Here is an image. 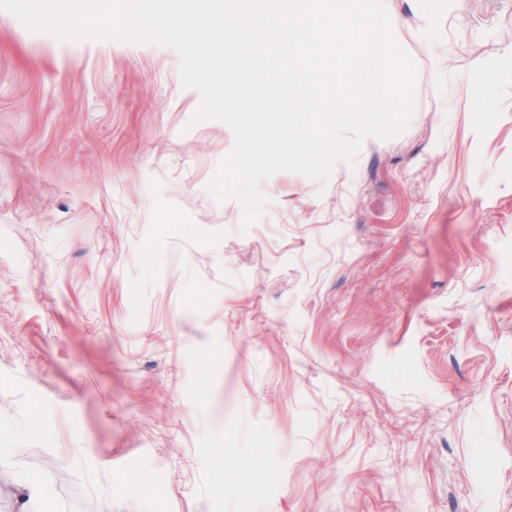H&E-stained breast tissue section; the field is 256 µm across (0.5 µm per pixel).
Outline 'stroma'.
I'll use <instances>...</instances> for the list:
<instances>
[{
    "label": "stroma",
    "mask_w": 512,
    "mask_h": 512,
    "mask_svg": "<svg viewBox=\"0 0 512 512\" xmlns=\"http://www.w3.org/2000/svg\"><path fill=\"white\" fill-rule=\"evenodd\" d=\"M385 3L407 128L245 231L176 51L0 10V512H512V0Z\"/></svg>",
    "instance_id": "obj_1"
}]
</instances>
